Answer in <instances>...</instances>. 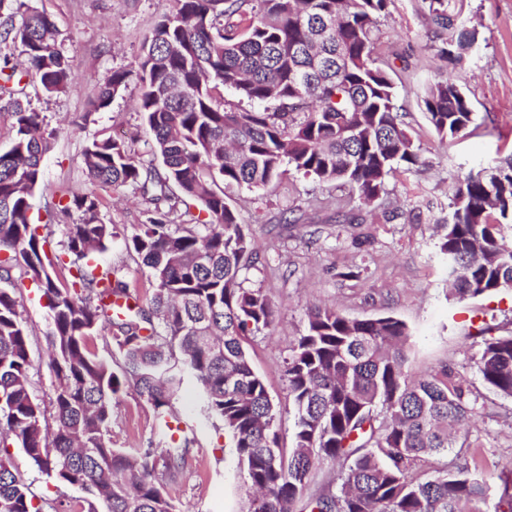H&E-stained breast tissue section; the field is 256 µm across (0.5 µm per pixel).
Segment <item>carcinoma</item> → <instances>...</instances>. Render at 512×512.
Segmentation results:
<instances>
[{"label": "carcinoma", "mask_w": 512, "mask_h": 512, "mask_svg": "<svg viewBox=\"0 0 512 512\" xmlns=\"http://www.w3.org/2000/svg\"><path fill=\"white\" fill-rule=\"evenodd\" d=\"M388 2L169 0L144 38L137 69L152 159L143 162L112 137L82 152L91 183L130 188L150 205L146 223L125 242L152 279L148 309L117 271L96 274L81 264L115 236L91 191H60L55 208L77 215L62 241L76 273L65 285L52 278L60 256L46 252L48 225L34 222L31 200L54 132L22 99L20 83L31 74L45 93L62 92L73 65L54 22L36 10L0 31V50L18 43L24 55L21 70L0 57V98L14 130L0 152V281L11 284L0 288V445L14 442L53 482L86 492L88 512H98L96 501L105 512H176L168 482L183 469L191 441L114 448L109 428L112 397L125 387L168 416L186 371L233 441L253 492L248 512H294L302 500L311 512H483L492 495L495 512H512V476L492 486L464 452L460 422L477 410L468 380L448 367L411 376L404 321L307 308L286 361L294 414L287 453L277 404L244 347L246 336L274 324L277 310L262 290L243 287L256 253L216 177L259 192L291 167L319 183L349 184L368 205L398 167L421 163L391 78L373 58ZM429 9L447 30L439 59L461 63L476 33L448 0H430ZM128 77L112 71L96 86L91 110L107 108ZM224 89L256 108L224 104L217 98ZM424 105L442 140L474 121L466 94L448 79L427 87ZM187 199L200 212L176 224L171 215ZM448 208L439 251L455 295L512 289V155L457 181ZM26 279L41 288L49 310L53 428L30 387L28 333L14 292ZM104 328L121 358L117 371L89 347ZM494 330H480L476 367L488 389L512 399V333ZM450 453L444 468H422L426 457ZM336 459L345 464L339 494L305 498L312 472ZM34 499L0 454V512H42Z\"/></svg>", "instance_id": "carcinoma-1"}]
</instances>
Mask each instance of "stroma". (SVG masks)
I'll return each mask as SVG.
<instances>
[{
    "label": "stroma",
    "mask_w": 512,
    "mask_h": 512,
    "mask_svg": "<svg viewBox=\"0 0 512 512\" xmlns=\"http://www.w3.org/2000/svg\"><path fill=\"white\" fill-rule=\"evenodd\" d=\"M461 7L467 27L478 41L456 68L436 56L444 37L433 25L428 0H389L377 23L376 53L389 63L407 132L422 166L397 169L386 192L362 205L347 186L323 185L290 170L266 190L252 192L228 186L224 198L235 208L258 252L255 266L243 273L244 285L262 289L278 309L274 327L250 336L246 344L255 371L282 411L281 443L290 446L294 418L288 405L285 361L304 328L305 309L312 303L335 307L357 319L393 315L410 332L408 369L419 375L447 365L467 378L478 397V412L468 427L471 451L490 484L502 468H512V399L487 389L476 365L482 347L483 323L512 331V290L458 299L448 290L446 268L437 243V219L447 217L450 189L470 170L494 167L512 154V0H449ZM55 22L62 50L74 61V80L65 92L45 95L36 77H26L32 107L55 129L52 149L42 161L43 189L36 191L32 213L50 225L51 250L60 259L53 279L68 283L75 268L61 256L69 219L49 212L55 190H95L100 218L115 236L89 263L103 271L118 268L142 306H149L153 286L147 273L126 250L124 240L145 220V203L132 190L121 193L91 187L82 151L101 136L131 138L138 155L151 139L136 108V76L142 43L167 0H25ZM129 71L127 87L101 111L89 109L92 82L112 71ZM451 79L470 100L475 121L458 137L440 141L425 115L424 90ZM296 210L298 224L279 223L280 213ZM29 333L30 378L35 397L53 395L55 378L48 365L46 303L33 284L15 292ZM174 414L159 419L152 406L131 389L112 399V445L116 448L165 447L173 430L192 440L180 474L168 483L183 512H246L245 475L223 423L207 414L204 392L187 379L173 400ZM11 461L29 484L43 512L65 504L78 512L81 491L56 485L34 467L16 445Z\"/></svg>",
    "instance_id": "1"
}]
</instances>
